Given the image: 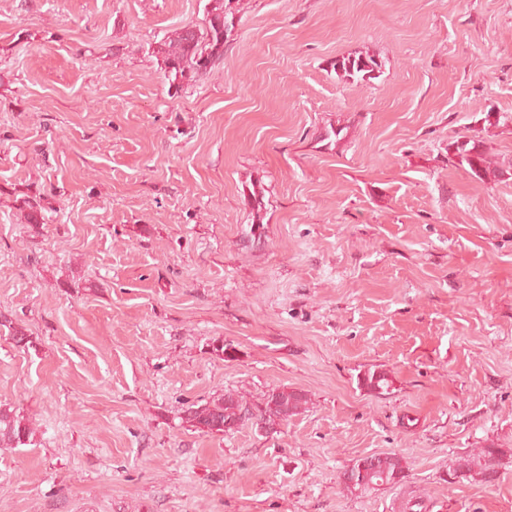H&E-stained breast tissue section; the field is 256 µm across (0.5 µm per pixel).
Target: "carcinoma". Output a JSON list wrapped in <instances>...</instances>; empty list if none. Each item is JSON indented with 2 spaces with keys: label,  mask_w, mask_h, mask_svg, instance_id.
<instances>
[{
  "label": "carcinoma",
  "mask_w": 512,
  "mask_h": 512,
  "mask_svg": "<svg viewBox=\"0 0 512 512\" xmlns=\"http://www.w3.org/2000/svg\"><path fill=\"white\" fill-rule=\"evenodd\" d=\"M236 12L234 0H208L206 6V27L199 31L194 27L184 26L149 46L152 54L161 60V70L169 83V88L179 89L183 84L197 82L207 75L213 67L224 58V40L235 27ZM332 68L348 77L371 76L379 64L375 58L341 57L336 59ZM455 156L459 163L467 164L470 171L479 174L487 168L485 151L477 142L456 141ZM25 221L35 227L44 221V205L35 199L23 201ZM0 327L8 332L18 345L31 344L22 327L3 316ZM359 384L370 392L381 394L390 390L392 380L384 371H367L359 378ZM307 404V397L297 391L275 388L262 402L251 407L246 401L232 393L209 400L202 404H193L186 410V422L204 433H224L239 428L244 422L256 420V424L269 425L275 421H286L298 414ZM37 429L33 421L10 407L0 406V448H20L34 442ZM502 453L497 448H482L476 456L458 462L448 470L447 476L441 480L453 485L473 475L480 476L483 481H490L500 465ZM406 466L403 459L389 453L384 456L371 455L357 459L348 472L351 481L343 482V488L353 494L357 491L374 489L383 485L402 482L405 478Z\"/></svg>",
  "instance_id": "1"
}]
</instances>
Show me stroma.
<instances>
[{"label": "stroma", "instance_id": "35a3bbf8", "mask_svg": "<svg viewBox=\"0 0 512 512\" xmlns=\"http://www.w3.org/2000/svg\"><path fill=\"white\" fill-rule=\"evenodd\" d=\"M206 3L0 0V404L37 425L0 512H512V0H240L170 95L145 47ZM277 387L278 429L185 421ZM383 453L401 483L343 491ZM380 65L374 57H341L336 58V61L332 64V68L336 73L341 72L348 77H355L360 75L361 79L368 76L371 78V73L376 69H379ZM450 146L455 147V156L459 158V163L462 165L466 163L472 173L486 172V168H488L486 165L487 157L485 151L480 149L479 143L474 140L464 142H459L458 140L451 143ZM502 453L497 448H480L476 456L458 462L448 470L447 477H442L444 483L453 485L467 477L480 476L483 481H490L497 473L496 467L500 465Z\"/></svg>", "mask_w": 512, "mask_h": 512}]
</instances>
